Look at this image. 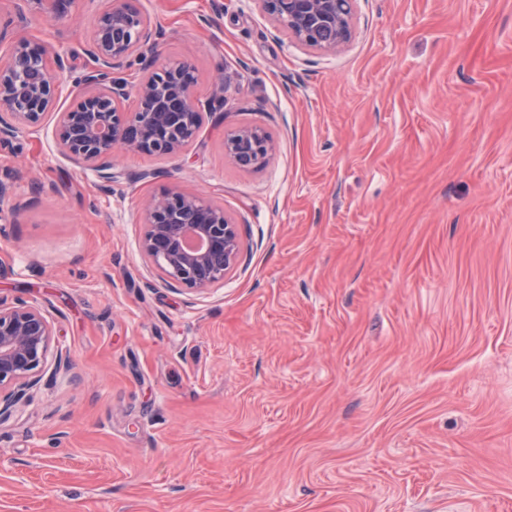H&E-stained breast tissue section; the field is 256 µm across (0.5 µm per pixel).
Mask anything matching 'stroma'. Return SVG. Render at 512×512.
<instances>
[{
    "mask_svg": "<svg viewBox=\"0 0 512 512\" xmlns=\"http://www.w3.org/2000/svg\"><path fill=\"white\" fill-rule=\"evenodd\" d=\"M204 113L177 157L106 183L54 114L0 145V301L55 355L0 425V512H512V0H357L341 52L261 0H134ZM105 0H0V33L67 52ZM276 152L243 169L230 131ZM201 196L240 253L205 291L140 251L141 204ZM224 151L236 164L249 168L263 167L275 151V146L259 128H241L224 139ZM243 156V158H242ZM249 165L245 164V161Z\"/></svg>",
    "mask_w": 512,
    "mask_h": 512,
    "instance_id": "35a3bbf8",
    "label": "stroma"
}]
</instances>
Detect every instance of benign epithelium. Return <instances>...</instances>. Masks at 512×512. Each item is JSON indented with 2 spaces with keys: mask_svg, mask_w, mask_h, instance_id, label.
<instances>
[{
  "mask_svg": "<svg viewBox=\"0 0 512 512\" xmlns=\"http://www.w3.org/2000/svg\"><path fill=\"white\" fill-rule=\"evenodd\" d=\"M265 12L305 47L336 53L349 42L354 0H262ZM157 32L143 12L115 0L97 19L87 54L96 67L83 75L71 106L57 113L54 129L62 154L83 163L105 182L116 178L112 154L122 149L146 155L183 153L196 138L202 113L195 100V68L186 62L152 70L135 84L113 75L121 61L142 52ZM73 69L71 58L50 54L41 43L17 40L0 56V142L39 126L54 110L57 77ZM33 72L43 74L35 82ZM134 96L129 110L124 102ZM236 164L263 167L275 146L259 128H241L224 139ZM146 232L140 251L164 280L206 290L224 280L237 262V227L224 208L203 198L164 189L146 200ZM52 326L38 306L0 300V423L36 385L35 374L52 350Z\"/></svg>",
  "mask_w": 512,
  "mask_h": 512,
  "instance_id": "obj_1",
  "label": "benign epithelium"
}]
</instances>
